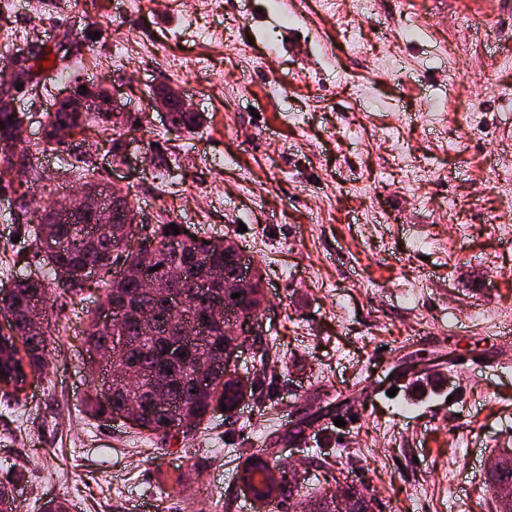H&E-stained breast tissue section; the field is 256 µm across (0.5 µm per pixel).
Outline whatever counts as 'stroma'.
<instances>
[{
	"label": "stroma",
	"instance_id": "1",
	"mask_svg": "<svg viewBox=\"0 0 512 512\" xmlns=\"http://www.w3.org/2000/svg\"><path fill=\"white\" fill-rule=\"evenodd\" d=\"M80 81L134 127L118 157L111 131L75 135L95 181L253 261L269 358L242 354L262 391L188 436L98 420L84 329L104 291L52 288L46 368L0 396L18 512H269L239 480L255 448L312 494L348 473L374 512H496L489 461L512 450V0H0V103L27 112L19 151L41 174L0 193V289L44 207L83 184L44 139ZM275 82L287 95L267 94ZM163 84L199 127L157 111ZM171 90L173 93V98L176 100L179 108L183 111L172 112V118L170 122L173 125V127L177 131H181L182 128L189 129L199 125L203 120L202 114L198 112H190L186 107L183 98L180 96V94L173 89Z\"/></svg>",
	"mask_w": 512,
	"mask_h": 512
}]
</instances>
